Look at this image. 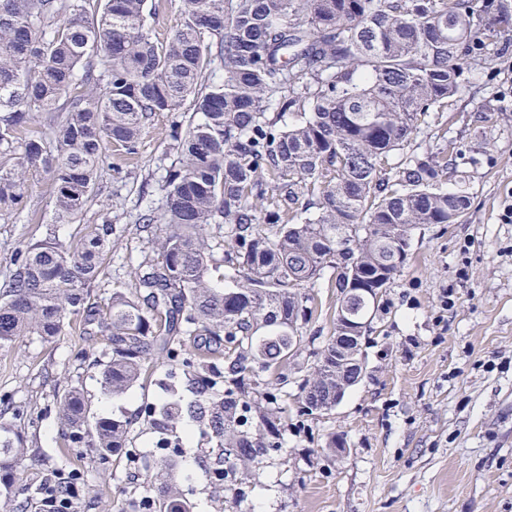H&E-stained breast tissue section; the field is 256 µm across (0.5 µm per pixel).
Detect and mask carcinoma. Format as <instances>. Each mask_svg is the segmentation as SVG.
Listing matches in <instances>:
<instances>
[{"label":"carcinoma","instance_id":"cac0c4a2","mask_svg":"<svg viewBox=\"0 0 512 512\" xmlns=\"http://www.w3.org/2000/svg\"><path fill=\"white\" fill-rule=\"evenodd\" d=\"M508 40L512 0H186L162 41L147 0H0V209L44 172L54 223L68 224L107 145L135 153L152 118L189 97L201 114L174 135L182 163L166 180L165 235L134 290L94 294L112 235L104 224L68 246L53 231L30 244L0 292V347L52 339L78 316L80 332L110 350L100 386L112 397L140 381L156 352L184 367L185 337H227L228 375L206 381L217 388L206 407L173 395L141 409L155 447L170 453L142 485L143 512H193L169 439L185 415L216 439L206 467L216 490L282 448L276 397L252 400L247 374L277 372L297 351L299 322L312 315L303 289L331 268L348 311L374 319L379 304L361 290L389 287L414 230L459 223L470 197L439 182L461 146L407 149L465 75L501 66ZM288 113L294 121L279 125ZM35 118L55 150L22 136ZM213 224L224 225L233 288L210 277ZM318 363L301 385L310 412L336 392V341ZM59 413L72 443L135 458L130 423L90 418L81 389L64 391ZM36 454L0 426V488Z\"/></svg>","mask_w":512,"mask_h":512}]
</instances>
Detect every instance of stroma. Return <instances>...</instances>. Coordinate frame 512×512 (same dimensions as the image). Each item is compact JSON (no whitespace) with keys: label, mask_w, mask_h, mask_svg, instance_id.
Here are the masks:
<instances>
[{"label":"stroma","mask_w":512,"mask_h":512,"mask_svg":"<svg viewBox=\"0 0 512 512\" xmlns=\"http://www.w3.org/2000/svg\"><path fill=\"white\" fill-rule=\"evenodd\" d=\"M489 106L500 114L487 123ZM191 113L188 102L157 113L134 154L108 146L72 223L52 225L53 184L44 175L30 179L20 202L0 210V282L47 228L65 244L108 224L112 247L94 292L133 288L138 265L153 257L165 231L164 184L180 160L172 132ZM445 138L461 142L471 161L440 187L466 192L471 206L460 223L414 231L409 259L384 292L363 345L360 380L331 411H304L299 385L336 323V275L328 269L308 290L313 315L300 323L298 351L282 375L253 373L277 394L288 425L283 449L248 476L254 492L242 501L231 491L216 498L204 476L213 440L188 418L171 434L183 449L182 486L195 512H512V223L503 220L512 204V59L494 76L467 78L418 145L426 151ZM147 212L154 223L141 222ZM444 289L453 302L446 309ZM104 353L103 342L74 328L47 342L24 336L0 347V424L16 425L28 447L41 451L15 476V512H34L41 479L54 470L78 474L77 512H135L134 485L158 471L163 452L138 412L170 387L194 400L198 371L173 370L156 356L127 395L109 397L98 380ZM69 386L83 390L94 415L130 420L136 459L102 460L72 444L56 403ZM333 437L345 442L344 458L327 450Z\"/></svg>","instance_id":"stroma-1"}]
</instances>
